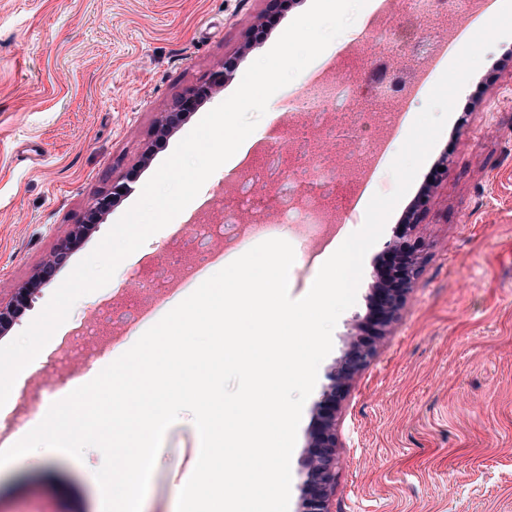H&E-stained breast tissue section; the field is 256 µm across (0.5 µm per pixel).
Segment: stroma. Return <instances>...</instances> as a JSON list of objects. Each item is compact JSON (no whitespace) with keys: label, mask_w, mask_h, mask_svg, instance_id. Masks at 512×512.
I'll list each match as a JSON object with an SVG mask.
<instances>
[{"label":"stroma","mask_w":512,"mask_h":512,"mask_svg":"<svg viewBox=\"0 0 512 512\" xmlns=\"http://www.w3.org/2000/svg\"><path fill=\"white\" fill-rule=\"evenodd\" d=\"M311 0H0V306L46 264L74 225L90 233L50 279L33 289L0 345L22 333L74 267L138 200L145 183L177 144L239 86ZM228 77L171 129L174 102L217 71ZM512 37L489 49L459 94L452 114L413 184L364 258L356 303L339 317L333 349L318 369L325 385L356 317L369 309L370 285L408 207L424 188L433 206L419 225L422 271L370 363L350 381L336 420V480L330 512H512ZM307 80L273 95L260 119L263 136L231 170L217 169L182 225L218 221L219 205L238 183L252 181L269 206L263 223L295 244L279 225L276 186L262 153L296 155L308 138L326 165L352 178L370 161L353 139L312 128L301 107ZM448 177L428 179L440 158ZM128 192L113 194L115 184ZM112 207L93 219V202ZM255 244L215 237L198 251L190 237L160 230L129 255L125 270L79 298L58 338L0 409V446L23 438L79 387L93 361L88 349L142 335L164 305L192 293L221 259ZM164 273L165 287L142 292L135 275ZM307 399L291 457L289 508L296 512L305 479L302 460L315 424ZM200 445L190 413L166 431L141 512H176ZM102 452L82 460L56 457L37 466L17 457L0 476V512H102L95 472Z\"/></svg>","instance_id":"1"}]
</instances>
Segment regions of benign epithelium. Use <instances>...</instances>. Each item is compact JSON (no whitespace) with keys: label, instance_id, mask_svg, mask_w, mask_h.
Segmentation results:
<instances>
[{"label":"benign epithelium","instance_id":"7a95c632","mask_svg":"<svg viewBox=\"0 0 512 512\" xmlns=\"http://www.w3.org/2000/svg\"><path fill=\"white\" fill-rule=\"evenodd\" d=\"M225 77L226 72L217 71L212 75L210 83L187 88L177 102V107L185 112L193 110L207 95L209 84H221ZM431 206V191L427 189L406 212L402 220L403 234H409L422 223ZM86 231V227L75 225L55 260L64 259L77 247ZM386 249L390 259L373 276L370 311L365 317L356 318L341 355L327 374L328 383L315 403L316 425L308 440L304 462L305 480L298 512H329L328 501L334 489L338 463L336 413L347 394L351 377L370 362L376 343L386 335L421 272V244L407 246L408 254L403 260L396 257L399 251L396 243H389Z\"/></svg>","mask_w":512,"mask_h":512}]
</instances>
